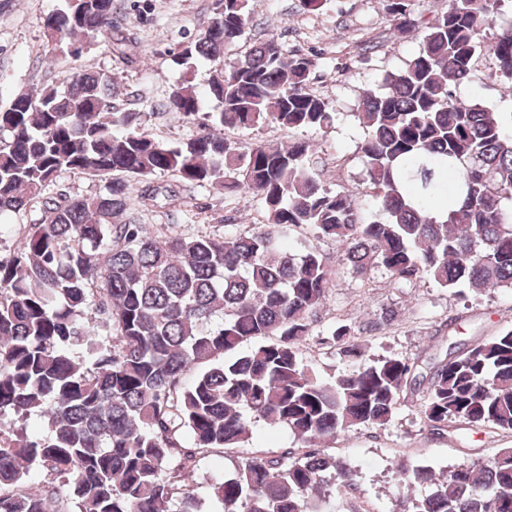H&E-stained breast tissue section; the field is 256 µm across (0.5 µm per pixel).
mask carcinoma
<instances>
[{"mask_svg":"<svg viewBox=\"0 0 512 512\" xmlns=\"http://www.w3.org/2000/svg\"><path fill=\"white\" fill-rule=\"evenodd\" d=\"M224 10L173 63L235 46L249 0ZM400 28H416L409 0H386ZM504 0H452L423 31L417 53L364 92L356 111L370 194L324 188L312 145L256 143L241 151L226 129H332L329 101L310 92L315 56L284 53L275 35L253 43L205 92L186 80L161 103L202 131L171 143L142 129L144 113L112 101V78L78 69L58 85L19 93L0 108V218L35 209L0 255V512H355V473L325 443L353 428L381 429L400 400L419 402L432 436L448 424L512 433V328L461 340L422 363L371 356L337 323L324 342L345 369L324 380L303 363L331 286L327 258L293 254L282 240L307 229L343 251L360 278L383 270L399 283L429 278L452 293L512 288V115L453 86L481 79L477 59L512 81V24L495 29ZM114 0H61L41 20L75 58L97 44L128 63L112 37ZM220 110L201 112L202 95ZM102 188L50 193L61 172ZM174 183L159 187L156 177ZM188 184L258 198L267 224L252 233L154 235L137 209L171 207ZM392 310L358 330L368 336ZM195 372L191 383L183 377ZM38 416L44 432H30ZM298 440L253 457L222 480L199 469L217 448H243L255 423ZM44 479L28 486L31 470ZM405 512H512V448L452 467L401 464ZM207 486L208 499L192 489Z\"/></svg>","mask_w":512,"mask_h":512,"instance_id":"1","label":"carcinoma"}]
</instances>
